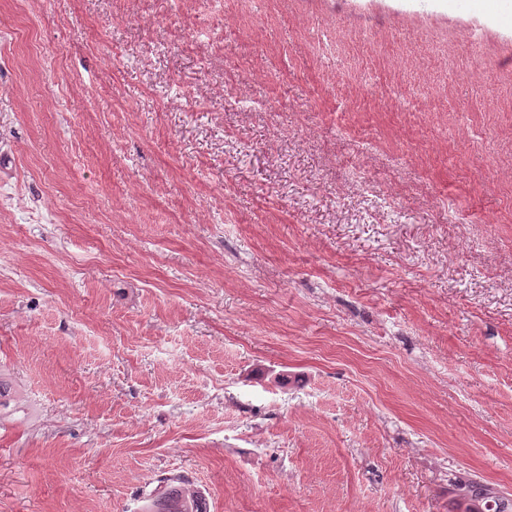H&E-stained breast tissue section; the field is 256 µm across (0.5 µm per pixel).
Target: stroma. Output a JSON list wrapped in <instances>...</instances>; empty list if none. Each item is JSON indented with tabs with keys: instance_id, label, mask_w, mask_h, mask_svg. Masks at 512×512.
I'll return each mask as SVG.
<instances>
[{
	"instance_id": "35a3bbf8",
	"label": "stroma",
	"mask_w": 512,
	"mask_h": 512,
	"mask_svg": "<svg viewBox=\"0 0 512 512\" xmlns=\"http://www.w3.org/2000/svg\"><path fill=\"white\" fill-rule=\"evenodd\" d=\"M0 512L512 494V22L473 0H0ZM25 42L31 51L40 52V43L37 34L30 31H20L15 27L0 29V68L10 65L14 61V47L18 42ZM28 406V397L12 373L0 366V427L11 420L17 409ZM140 512H209L205 494L187 479H176L156 495L144 498Z\"/></svg>"
}]
</instances>
